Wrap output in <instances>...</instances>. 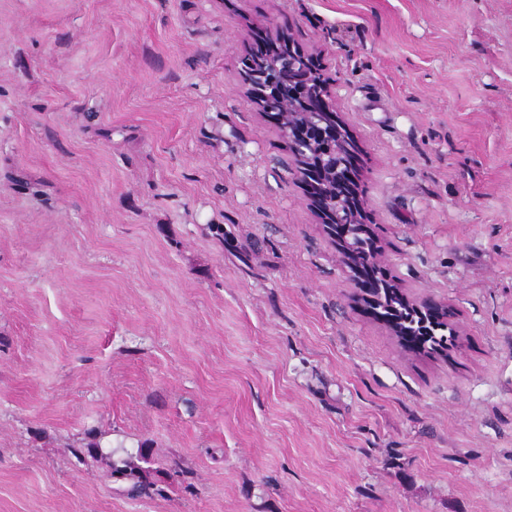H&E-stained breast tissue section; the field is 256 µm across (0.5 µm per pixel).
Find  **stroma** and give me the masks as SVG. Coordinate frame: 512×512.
<instances>
[{"mask_svg": "<svg viewBox=\"0 0 512 512\" xmlns=\"http://www.w3.org/2000/svg\"><path fill=\"white\" fill-rule=\"evenodd\" d=\"M276 27L446 354L286 169L240 74ZM0 512H512V0H0ZM383 282L388 288H381V293H378L377 290L373 292V295L378 298V300L374 301L373 306H378V309L380 310L379 312L383 314L379 316L380 318H382L386 323L395 324L404 334L405 330L414 331L413 334H405V336L409 335L417 337L418 343L416 345H410L405 341V336H401V339L404 340L403 343L415 351L426 350V348L435 350L437 348L448 347L446 343L448 342V337L439 333L440 331H445V328H448V324L436 321L435 326L439 330L435 331L432 329L434 330V335L428 334L425 336H419L417 334L419 328H417V326H412L415 321H419L418 310L408 304L396 289L391 288L392 286L387 284L385 281ZM132 455L121 459L122 465L112 463V476L127 483V491L131 496H138L154 484L148 480V472L132 460Z\"/></svg>", "mask_w": 512, "mask_h": 512, "instance_id": "1", "label": "stroma"}]
</instances>
